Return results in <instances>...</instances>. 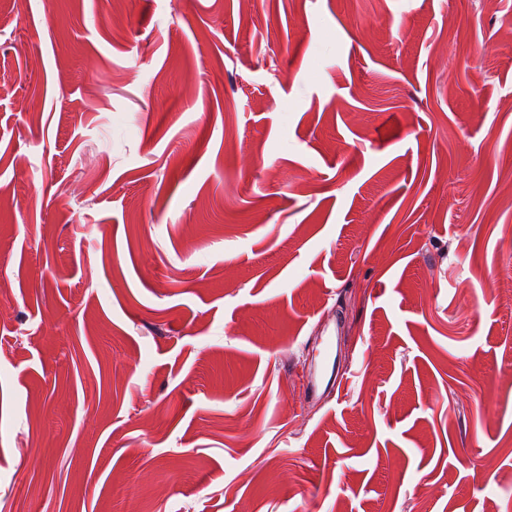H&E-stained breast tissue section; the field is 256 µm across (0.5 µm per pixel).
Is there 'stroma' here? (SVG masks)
Instances as JSON below:
<instances>
[{"mask_svg": "<svg viewBox=\"0 0 512 512\" xmlns=\"http://www.w3.org/2000/svg\"><path fill=\"white\" fill-rule=\"evenodd\" d=\"M0 72V512H512V0H0ZM326 357L323 363V366L320 370L319 376L315 373L307 378L303 385V393L304 397L307 399H313L318 395L320 388L324 386V391H326L329 387H332L335 383L334 370L336 365V356L335 361L330 368V360L333 356V352L330 346L326 347Z\"/></svg>", "mask_w": 512, "mask_h": 512, "instance_id": "1", "label": "stroma"}]
</instances>
